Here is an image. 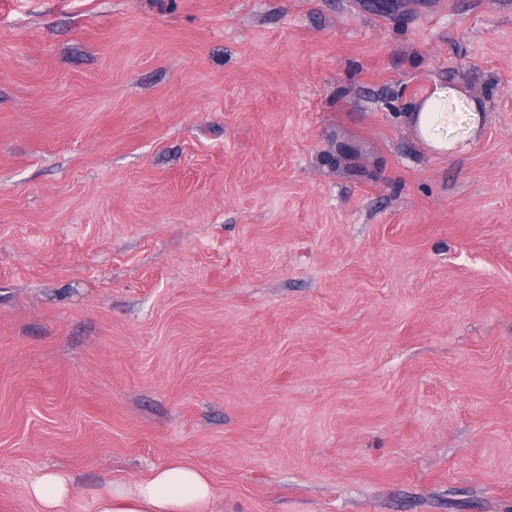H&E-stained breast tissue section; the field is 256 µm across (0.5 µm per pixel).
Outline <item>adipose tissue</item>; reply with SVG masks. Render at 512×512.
<instances>
[{
  "instance_id": "ef3b65f1",
  "label": "adipose tissue",
  "mask_w": 512,
  "mask_h": 512,
  "mask_svg": "<svg viewBox=\"0 0 512 512\" xmlns=\"http://www.w3.org/2000/svg\"><path fill=\"white\" fill-rule=\"evenodd\" d=\"M418 140L432 153L453 157L469 148L480 128L482 106L457 87L437 84L407 115ZM75 489L60 470H45L25 487L40 512H65ZM215 492L206 473L183 461L154 469L142 481H106L93 498L94 512H213Z\"/></svg>"
}]
</instances>
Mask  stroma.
<instances>
[{
    "label": "stroma",
    "instance_id": "1",
    "mask_svg": "<svg viewBox=\"0 0 512 512\" xmlns=\"http://www.w3.org/2000/svg\"><path fill=\"white\" fill-rule=\"evenodd\" d=\"M175 457L217 512H512V0H0V512ZM462 105L467 111V135H448L441 131L454 107ZM418 140L432 153L442 157H454L466 152L469 138L480 128L484 114L479 102L470 100L457 87L437 84L418 101L407 115ZM74 492L71 477L60 470H44L25 487V494L38 505L39 512H65Z\"/></svg>",
    "mask_w": 512,
    "mask_h": 512
}]
</instances>
